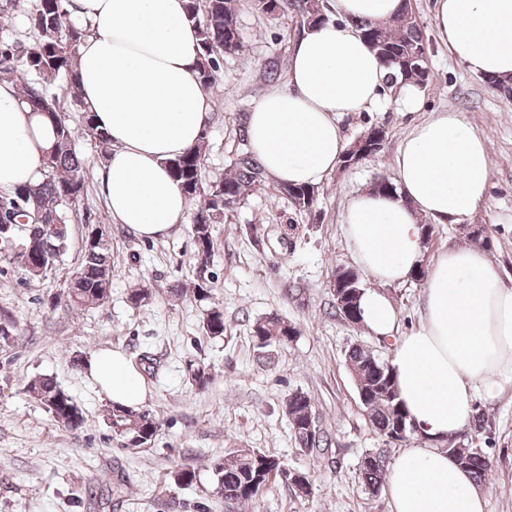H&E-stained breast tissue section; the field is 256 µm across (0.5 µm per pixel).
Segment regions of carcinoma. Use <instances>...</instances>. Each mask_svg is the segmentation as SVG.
Masks as SVG:
<instances>
[{
  "label": "carcinoma",
  "instance_id": "obj_1",
  "mask_svg": "<svg viewBox=\"0 0 512 512\" xmlns=\"http://www.w3.org/2000/svg\"><path fill=\"white\" fill-rule=\"evenodd\" d=\"M257 10L273 14L285 9L295 12L300 27L325 21L323 4L318 0H253ZM22 10L28 26L37 32L36 40L21 43L0 35V80L22 83V101L34 112L43 113L55 130L52 146L43 160L42 178L23 183L7 192L9 199L23 201L28 223L0 228V242L10 248L11 258L30 279L43 276L57 260L54 245L69 241L70 224L67 210L77 204L84 193L85 160L76 150V140L83 133L95 140L102 157L111 151V141L93 124L91 115L77 94L76 58L82 40L88 34L84 25L70 14L69 0H38L31 9L25 0H0V13ZM187 13L197 27L201 46L200 72L204 85L212 86L220 69L219 59L232 55L242 47L237 24V0H187ZM362 35L392 69L391 81L424 87L430 81L426 62V42L422 30L409 7L386 22L359 23ZM65 81L71 94V105L85 113L82 130H76L58 106L54 92L56 83ZM174 180L188 200L201 199L193 215V239L196 248V282L193 294L200 301L211 298L214 275L210 271L211 225L224 217V211L240 201L252 187L261 184L265 171L257 158L246 152L235 163L233 173L215 181L206 179L203 168V144H198L169 162ZM278 191L289 198L296 209L312 210L317 202L314 187L278 184ZM83 256L73 274L65 305L72 310L103 306L110 298L112 286L111 230L98 226V233L85 229ZM343 288L335 297L336 316L360 323V297L363 292L359 273L342 269ZM202 330L211 337L224 335V309L214 302L205 310ZM16 320L0 313V347L8 348L17 336ZM251 333L260 357L272 346L286 347L298 336V327L278 318H260L251 325ZM346 362L363 395V406L372 426L385 442L364 455L360 472L368 490H379L386 468L387 448L417 437V426L399 397L392 366L372 351L355 345L346 353ZM194 370L192 385L206 388L211 382L207 365L190 362ZM26 391L36 398L52 418L69 430L83 427L81 409L74 399L51 377L38 376L25 384ZM285 414L300 448L323 455L333 448L330 435L319 428L311 397L296 390L284 401ZM106 419L112 435L124 447H138L151 442L159 421L147 410L111 405ZM460 466L475 480L482 482L492 472V458L473 446L472 440L460 435L444 443ZM216 483L212 493L236 506L246 505L262 495L276 479L292 489L310 485L305 473L291 472L279 458L247 449L212 461Z\"/></svg>",
  "mask_w": 512,
  "mask_h": 512
}]
</instances>
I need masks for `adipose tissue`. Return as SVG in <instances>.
Returning <instances> with one entry per match:
<instances>
[{
  "instance_id": "obj_1",
  "label": "adipose tissue",
  "mask_w": 512,
  "mask_h": 512,
  "mask_svg": "<svg viewBox=\"0 0 512 512\" xmlns=\"http://www.w3.org/2000/svg\"><path fill=\"white\" fill-rule=\"evenodd\" d=\"M186 2L71 0L72 18L90 28L78 51V89L112 144L102 193L115 222L145 241L167 235L188 210L167 163L198 143L210 120ZM334 7L336 20L305 27L295 41L287 88L265 92L247 115L250 150L282 183L323 182L348 147L342 118L383 104L390 70L356 23L388 20L401 0ZM435 25L469 72L512 77V0H438ZM52 141L46 118L23 104L13 82H0V191L37 181ZM490 170L486 142L462 113L439 112L398 148L396 192H359L342 215L354 262L375 282L361 298L363 324L393 339L400 397L426 435L388 468L391 512H485L474 478L439 442L466 432L478 397L512 387V287L480 247L426 256L422 221L470 216ZM421 268L419 323L400 336L383 289ZM86 367L109 402H144L142 377L120 350L98 351Z\"/></svg>"
}]
</instances>
